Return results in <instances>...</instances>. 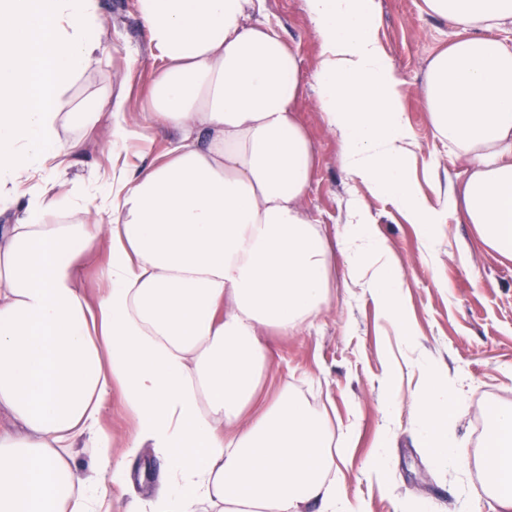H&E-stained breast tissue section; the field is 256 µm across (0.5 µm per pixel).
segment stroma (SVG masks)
Here are the masks:
<instances>
[{"label":"stroma","mask_w":512,"mask_h":512,"mask_svg":"<svg viewBox=\"0 0 512 512\" xmlns=\"http://www.w3.org/2000/svg\"><path fill=\"white\" fill-rule=\"evenodd\" d=\"M422 0H376L378 36L401 81L406 117L415 135L419 158L412 178L417 189L430 194L429 175L422 161L441 156L442 182L460 181L464 168L452 160L438 138L423 106L422 84L428 59L455 37L451 23L422 14ZM110 21L103 39L112 59V81L124 76L123 58L131 54L141 65L133 75L127 114L141 120L137 93L152 70L145 30L132 0H99ZM264 14L297 48L302 60L301 118L317 152V165L305 205L322 224L328 238L338 236L354 199L368 207L377 234L386 241L404 275V305L415 346L400 343L368 289L348 273L337 258L329 301L311 326L295 335L268 333L272 369L262 381L261 397L287 392L314 413H327L333 443L355 428L356 439L346 456L337 458L329 477L351 497L363 499L367 512H401L407 503H425L430 512H492L483 456L490 426L487 411L512 405V261L487 250L471 225L450 221L434 247H427L419 229L403 217L395 201L353 186L342 167L340 147L319 107L315 80L319 43L306 11V0H265ZM104 129L89 136L84 152L66 157L68 178L90 184L94 169L112 162ZM428 360L448 373V387L461 391L454 412V436L462 448L456 461L432 459L418 442L413 423V393ZM398 397L395 415H387L389 397ZM387 437L385 484L366 474L363 464L375 443ZM124 465L130 494L151 499L166 477V464L153 449L144 448Z\"/></svg>","instance_id":"1"}]
</instances>
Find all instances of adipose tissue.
<instances>
[{
    "label": "adipose tissue",
    "mask_w": 512,
    "mask_h": 512,
    "mask_svg": "<svg viewBox=\"0 0 512 512\" xmlns=\"http://www.w3.org/2000/svg\"><path fill=\"white\" fill-rule=\"evenodd\" d=\"M320 44V108L349 180L389 194L433 244L463 217L512 259V0H423L456 38L423 79L429 120L466 165L437 205L410 178L415 138L400 81L377 38L374 0H306ZM153 79L139 126L132 90L97 72L108 20L99 0H0V512H109L98 487L124 492L123 461L150 446L167 461L150 512H365L329 480L331 425L284 393L249 415L270 360L259 332L288 336L327 304L335 254L413 338L394 257L356 203L331 248L302 205L317 156L297 111L301 60L255 0H134ZM107 124L112 167L82 186L61 174L83 132ZM73 129L75 137L62 140ZM159 128L163 152L125 158ZM104 252L99 286L84 258ZM120 390L135 427L113 448L103 412ZM447 376L431 370L413 401L417 437L460 456ZM485 456L497 512H512V406L489 412ZM92 448V473L71 450Z\"/></svg>",
    "instance_id": "1"
}]
</instances>
